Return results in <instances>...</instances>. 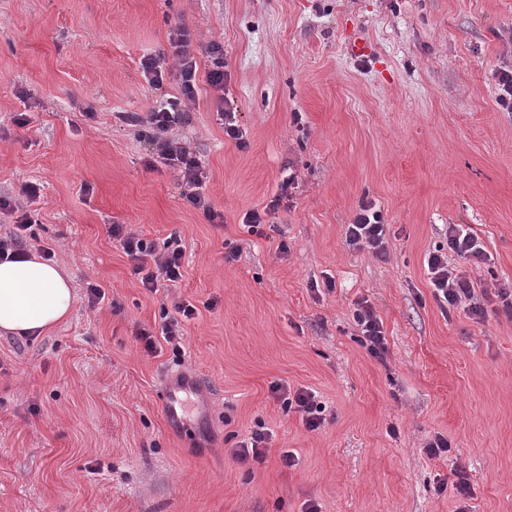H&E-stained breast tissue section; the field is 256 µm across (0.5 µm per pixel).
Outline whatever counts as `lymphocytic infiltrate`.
I'll use <instances>...</instances> for the list:
<instances>
[{"label": "lymphocytic infiltrate", "mask_w": 512, "mask_h": 512, "mask_svg": "<svg viewBox=\"0 0 512 512\" xmlns=\"http://www.w3.org/2000/svg\"><path fill=\"white\" fill-rule=\"evenodd\" d=\"M172 55L178 65V90L157 101L150 112L119 113L118 118L127 126L133 127L137 137L147 140L166 165L178 169L182 174V195L193 208L201 210L208 220H216L217 212L202 191L206 173L189 147L184 146L174 136L177 127L189 119V112L195 105L200 88L197 73L198 62L193 52L191 32L184 27L176 28L169 39ZM38 194L36 184L22 186L18 197L0 195V218L12 220L14 229L6 238H0V261L27 257L25 232L30 229L32 217L29 203ZM387 226L383 215L374 203H362L346 230L348 246L365 250L377 258L387 254ZM113 238L119 239L125 254L133 263L134 274L139 275L147 290H154L158 281L175 283L182 278L183 251L179 242L168 241L163 247L145 241L130 232L123 225L114 224L109 228ZM429 282L433 296L442 308L465 305L473 318L485 320L486 309L477 297L473 283L459 270L449 267L443 253H429L426 260ZM354 319L359 327L360 344L370 356L385 361L388 347L384 335L383 322L368 301L357 302ZM273 398L281 402L284 409H296L308 430L315 431L325 422L324 405L310 390H290L287 384L274 383L270 386Z\"/></svg>", "instance_id": "obj_1"}]
</instances>
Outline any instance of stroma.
I'll return each mask as SVG.
<instances>
[{"mask_svg": "<svg viewBox=\"0 0 512 512\" xmlns=\"http://www.w3.org/2000/svg\"><path fill=\"white\" fill-rule=\"evenodd\" d=\"M179 25L200 72L210 43L224 46L223 93L200 82L175 131L208 174L220 226L117 118L176 93ZM146 55L163 66L161 88L142 76ZM501 70H512V0H0V195L39 185L28 249L53 248L75 289L49 332L0 335V512H302L309 500L321 512H512ZM221 106L243 144L225 137ZM274 199L271 230L249 234L244 214ZM364 201L391 226L385 259L345 242ZM113 224L177 238L181 281L144 288ZM452 224L488 254L477 266L448 258L481 292L480 323L432 294L425 260ZM90 283L104 294L93 307ZM363 299L383 322L382 362L357 340ZM182 301L197 314L181 324V357L162 340L147 352L137 331L159 333ZM180 375L194 383L181 425L161 401ZM275 381L313 390L324 427L285 410ZM260 425L264 462L239 463L234 446ZM439 434L451 449L428 458Z\"/></svg>", "mask_w": 512, "mask_h": 512, "instance_id": "1", "label": "stroma"}]
</instances>
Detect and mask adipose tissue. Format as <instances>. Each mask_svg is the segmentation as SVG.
Here are the masks:
<instances>
[{"label": "adipose tissue", "instance_id": "ef3b65f1", "mask_svg": "<svg viewBox=\"0 0 512 512\" xmlns=\"http://www.w3.org/2000/svg\"><path fill=\"white\" fill-rule=\"evenodd\" d=\"M74 292L64 266L31 254L0 261V334L40 335L72 311Z\"/></svg>", "mask_w": 512, "mask_h": 512}]
</instances>
